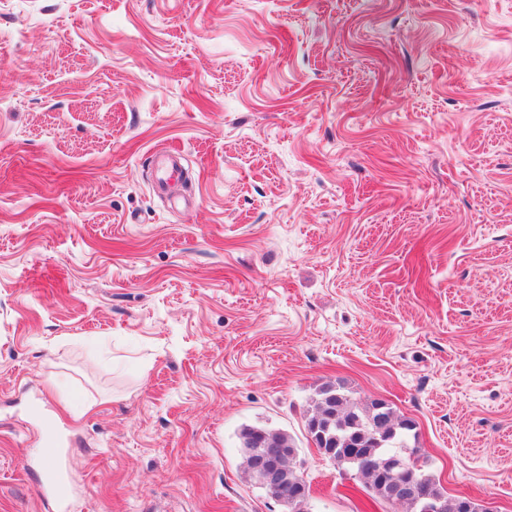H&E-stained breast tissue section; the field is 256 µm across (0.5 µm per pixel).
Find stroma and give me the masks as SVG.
<instances>
[{"mask_svg":"<svg viewBox=\"0 0 512 512\" xmlns=\"http://www.w3.org/2000/svg\"><path fill=\"white\" fill-rule=\"evenodd\" d=\"M329 383L512 512V0H0V512H358ZM154 171V188L157 192H163L168 182L174 180L181 172V156L178 152H153L151 156ZM259 437L260 443L251 448V439ZM239 439L241 448L244 451L245 463L248 471L250 470V462L252 457L253 448H265L266 444L273 445L277 448L275 450H267L259 454L256 469L260 475L259 485L268 491H271L273 497L282 502L288 495V482L287 477L283 474L280 467V458L282 455L288 453V450L283 448H293L295 454L285 461L284 466L288 470L289 476L298 484L290 489L292 502L288 507V512H309V485L304 477V474L297 466L296 447L293 439L286 433L279 430L268 429L263 427L245 426L240 430ZM295 447V448H294ZM299 479V480H298Z\"/></svg>","mask_w":512,"mask_h":512,"instance_id":"1","label":"stroma"}]
</instances>
